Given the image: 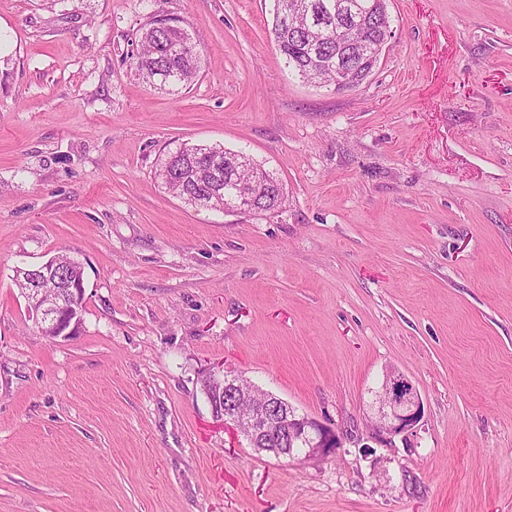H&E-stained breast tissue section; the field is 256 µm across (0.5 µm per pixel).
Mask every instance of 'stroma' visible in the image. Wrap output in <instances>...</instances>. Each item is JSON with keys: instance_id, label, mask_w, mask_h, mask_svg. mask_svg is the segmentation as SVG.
I'll use <instances>...</instances> for the list:
<instances>
[{"instance_id": "1", "label": "stroma", "mask_w": 512, "mask_h": 512, "mask_svg": "<svg viewBox=\"0 0 512 512\" xmlns=\"http://www.w3.org/2000/svg\"><path fill=\"white\" fill-rule=\"evenodd\" d=\"M272 0H0V512H512V0H388L356 90L284 67ZM201 78L149 86L147 16ZM245 149L271 212L188 206L179 144ZM67 251L80 324L51 339L17 269ZM242 375L353 439L256 452L200 380ZM410 446L361 442L387 369ZM157 15H150L140 28L138 49L129 58L130 69L147 84L161 90L187 88L199 77L201 58L190 34L178 21L167 18L158 27Z\"/></svg>"}]
</instances>
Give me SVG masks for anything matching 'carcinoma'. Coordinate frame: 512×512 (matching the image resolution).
Instances as JSON below:
<instances>
[{
    "mask_svg": "<svg viewBox=\"0 0 512 512\" xmlns=\"http://www.w3.org/2000/svg\"><path fill=\"white\" fill-rule=\"evenodd\" d=\"M273 2L275 50L285 66L310 82L317 74L326 82L334 80L339 59L336 36L348 44L378 46L391 28L384 0H301L308 32L289 29L288 0ZM167 22L168 26L161 27L156 15L149 16L140 28L138 49L129 56V66L145 83L177 91L191 86L199 77L201 58L187 30L174 19ZM344 63L356 68L352 83L357 87L371 74L372 60L368 57H350ZM217 156L222 157L218 182L212 174ZM241 157L247 154L221 146L184 143L160 161L157 175L169 192L192 207L221 210L224 199L240 191L262 204L269 199H285L280 180L262 165L251 160L247 168H232L230 161ZM68 259L66 253L51 258L56 272L45 277L49 291H57L56 281L73 272Z\"/></svg>",
    "mask_w": 512,
    "mask_h": 512,
    "instance_id": "obj_1",
    "label": "carcinoma"
}]
</instances>
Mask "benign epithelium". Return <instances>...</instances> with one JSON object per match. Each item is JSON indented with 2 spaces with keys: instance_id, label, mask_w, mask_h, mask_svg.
<instances>
[{
  "instance_id": "obj_1",
  "label": "benign epithelium",
  "mask_w": 512,
  "mask_h": 512,
  "mask_svg": "<svg viewBox=\"0 0 512 512\" xmlns=\"http://www.w3.org/2000/svg\"><path fill=\"white\" fill-rule=\"evenodd\" d=\"M22 273L26 282L27 307L38 327L48 332L52 339L65 335L82 296L83 281L66 284L68 301L65 302L45 294L39 286L42 273L37 268L24 269ZM283 406L282 400L276 398L269 406L262 404L248 412L221 409L217 416L232 422L253 447L258 441L270 437L272 429H277L278 441L286 445L282 455L290 459L296 458L293 446L297 442L307 445L306 457H322L335 452V448L328 447V441L334 437L338 439V445H343L346 434L329 430L309 418L299 419L293 411L283 410ZM422 413V401L415 385L404 374L390 369L383 375L376 420L371 422L367 438L385 446L393 445L397 436L405 442L420 422Z\"/></svg>"
}]
</instances>
